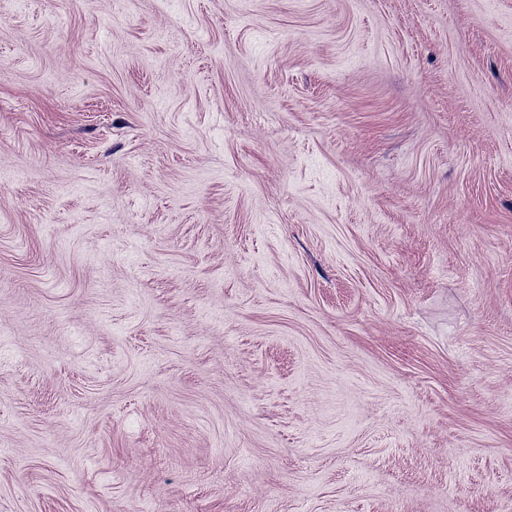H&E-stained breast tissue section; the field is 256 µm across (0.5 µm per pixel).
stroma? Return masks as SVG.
Returning <instances> with one entry per match:
<instances>
[{"label": "stroma", "mask_w": 512, "mask_h": 512, "mask_svg": "<svg viewBox=\"0 0 512 512\" xmlns=\"http://www.w3.org/2000/svg\"><path fill=\"white\" fill-rule=\"evenodd\" d=\"M0 512H512V0H0Z\"/></svg>", "instance_id": "35a3bbf8"}]
</instances>
